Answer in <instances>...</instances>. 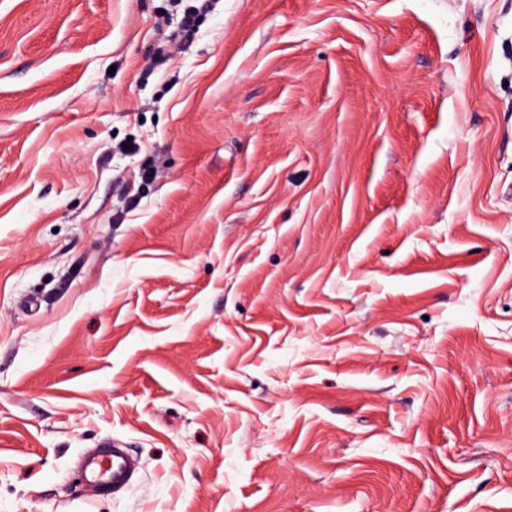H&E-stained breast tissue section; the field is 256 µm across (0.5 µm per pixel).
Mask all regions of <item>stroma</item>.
<instances>
[{
  "instance_id": "obj_1",
  "label": "stroma",
  "mask_w": 512,
  "mask_h": 512,
  "mask_svg": "<svg viewBox=\"0 0 512 512\" xmlns=\"http://www.w3.org/2000/svg\"><path fill=\"white\" fill-rule=\"evenodd\" d=\"M196 4L0 0V512H512V0ZM131 457L123 448L105 445L83 457L82 482L94 493L125 486L131 478Z\"/></svg>"
}]
</instances>
